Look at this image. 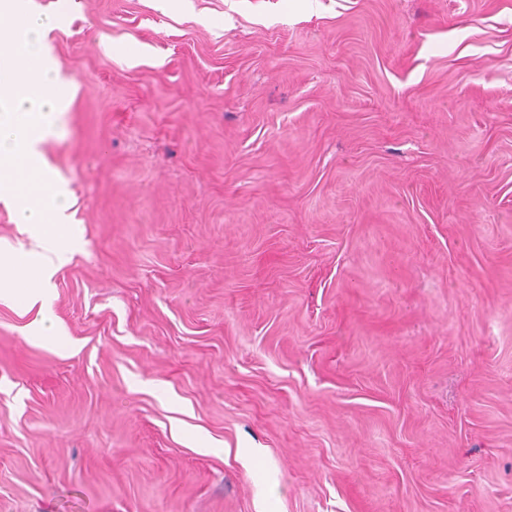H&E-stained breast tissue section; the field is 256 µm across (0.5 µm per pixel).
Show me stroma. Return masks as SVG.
<instances>
[{"label":"stroma","mask_w":512,"mask_h":512,"mask_svg":"<svg viewBox=\"0 0 512 512\" xmlns=\"http://www.w3.org/2000/svg\"><path fill=\"white\" fill-rule=\"evenodd\" d=\"M27 4L77 247L0 512H512V0Z\"/></svg>","instance_id":"35a3bbf8"}]
</instances>
